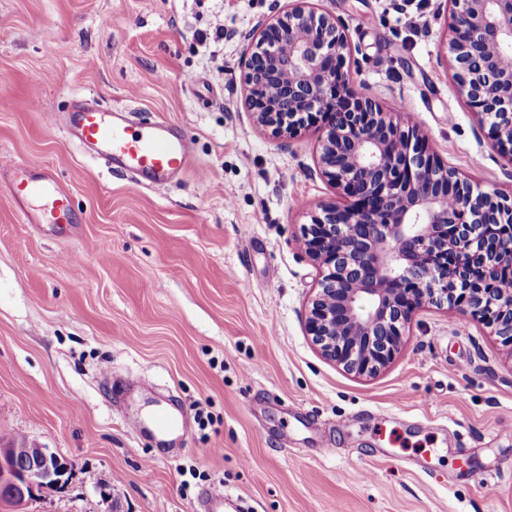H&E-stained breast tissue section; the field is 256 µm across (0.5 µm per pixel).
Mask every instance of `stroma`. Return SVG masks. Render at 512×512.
<instances>
[{"mask_svg": "<svg viewBox=\"0 0 512 512\" xmlns=\"http://www.w3.org/2000/svg\"><path fill=\"white\" fill-rule=\"evenodd\" d=\"M288 0H0V159L50 174L66 224L28 221L0 177V443L73 464L0 512H512V345L480 318L420 312L358 376L305 330L318 272L301 235L333 185L325 136L258 127L243 105L252 34ZM347 26L350 76L483 189L512 163L456 89L448 0H319ZM224 17L215 40L214 15ZM194 143L145 186L80 147L73 105ZM183 416L160 440L131 422Z\"/></svg>", "mask_w": 512, "mask_h": 512, "instance_id": "35a3bbf8", "label": "stroma"}]
</instances>
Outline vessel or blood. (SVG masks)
I'll return each instance as SVG.
<instances>
[{
    "mask_svg": "<svg viewBox=\"0 0 512 512\" xmlns=\"http://www.w3.org/2000/svg\"><path fill=\"white\" fill-rule=\"evenodd\" d=\"M69 125L79 145L98 147L101 156L151 184L170 181L191 160L190 142L174 134L171 126L164 122L135 130L121 113L105 112L87 104L71 111ZM11 188L18 197L37 195L43 198L46 221L68 223L69 198L50 181L34 182L27 174L20 173L14 177Z\"/></svg>",
    "mask_w": 512,
    "mask_h": 512,
    "instance_id": "b4317fda",
    "label": "vessel or blood"
}]
</instances>
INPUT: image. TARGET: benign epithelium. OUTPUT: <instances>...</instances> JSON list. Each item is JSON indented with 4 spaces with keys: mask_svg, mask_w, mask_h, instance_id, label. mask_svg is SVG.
<instances>
[{
    "mask_svg": "<svg viewBox=\"0 0 512 512\" xmlns=\"http://www.w3.org/2000/svg\"><path fill=\"white\" fill-rule=\"evenodd\" d=\"M448 52L461 96L490 124L494 148L512 164V0H448ZM345 23L310 0L262 29L245 59L244 104L258 125L293 137L322 123L317 168L342 200L320 204L304 225L303 250L318 270L306 313L325 359L374 375L401 347L425 307L480 317L512 343V289L472 276L481 264L512 268V236L487 260L484 231L512 226V191H485L427 153L420 131H402L342 71ZM369 299V306L360 305ZM72 466L46 448L0 444V492L17 507L36 489L61 487Z\"/></svg>",
    "mask_w": 512,
    "mask_h": 512,
    "instance_id": "1",
    "label": "benign epithelium"
}]
</instances>
